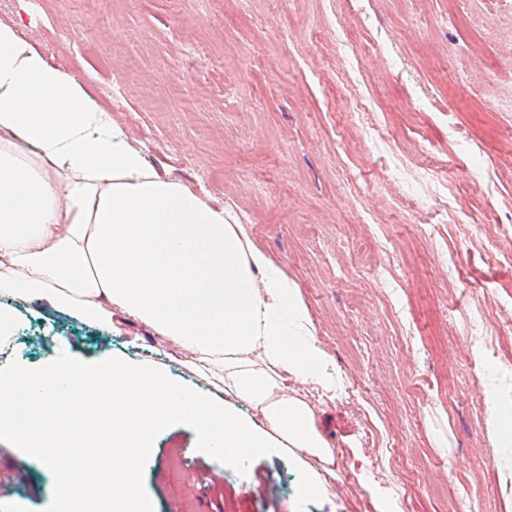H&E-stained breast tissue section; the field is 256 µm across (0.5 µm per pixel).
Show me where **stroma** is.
I'll list each match as a JSON object with an SVG mask.
<instances>
[{"mask_svg": "<svg viewBox=\"0 0 512 512\" xmlns=\"http://www.w3.org/2000/svg\"><path fill=\"white\" fill-rule=\"evenodd\" d=\"M485 22L474 33L463 12ZM512 0H0L79 76L149 165L218 202L301 289L336 388L300 385L334 451L300 492L288 451L228 464L193 424L137 460L152 512H512ZM496 62L486 71V58ZM495 109L476 112L471 98ZM14 357L66 351L210 388L139 323L45 304ZM193 449V457L183 449ZM0 445V512H56L57 486Z\"/></svg>", "mask_w": 512, "mask_h": 512, "instance_id": "1", "label": "stroma"}]
</instances>
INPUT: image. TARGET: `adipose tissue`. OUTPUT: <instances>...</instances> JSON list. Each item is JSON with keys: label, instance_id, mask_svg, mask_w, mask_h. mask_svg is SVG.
<instances>
[{"label": "adipose tissue", "instance_id": "obj_1", "mask_svg": "<svg viewBox=\"0 0 512 512\" xmlns=\"http://www.w3.org/2000/svg\"><path fill=\"white\" fill-rule=\"evenodd\" d=\"M33 301L95 328L133 319L259 415L110 357L7 361L0 440L54 472L62 512H149L135 458L175 421L233 462L275 448L331 459L312 407L284 389L288 374L332 380L299 286L223 207L157 174L77 77L0 22L1 341Z\"/></svg>", "mask_w": 512, "mask_h": 512}]
</instances>
